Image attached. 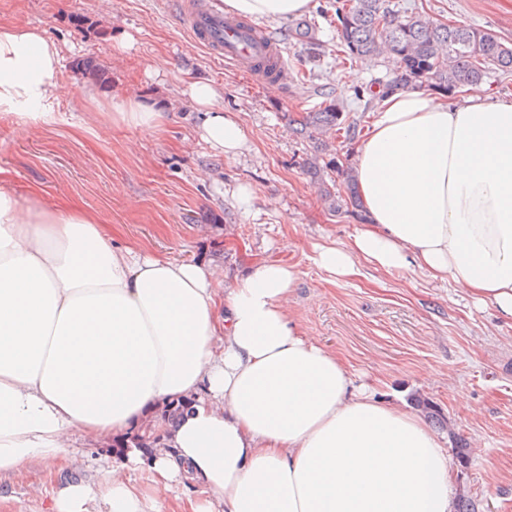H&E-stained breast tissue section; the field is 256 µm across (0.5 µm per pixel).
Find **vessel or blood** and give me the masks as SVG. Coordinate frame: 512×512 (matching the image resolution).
I'll list each match as a JSON object with an SVG mask.
<instances>
[{
  "label": "vessel or blood",
  "mask_w": 512,
  "mask_h": 512,
  "mask_svg": "<svg viewBox=\"0 0 512 512\" xmlns=\"http://www.w3.org/2000/svg\"><path fill=\"white\" fill-rule=\"evenodd\" d=\"M182 21L196 44L238 71L256 74L270 52L256 37V24L213 8L209 0H185Z\"/></svg>",
  "instance_id": "1"
}]
</instances>
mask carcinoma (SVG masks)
<instances>
[{"label": "carcinoma", "mask_w": 512, "mask_h": 512, "mask_svg": "<svg viewBox=\"0 0 512 512\" xmlns=\"http://www.w3.org/2000/svg\"><path fill=\"white\" fill-rule=\"evenodd\" d=\"M337 34L344 57L366 59L390 54L398 61L397 69L383 87L387 92L396 88H429L442 96L453 95L463 88H476L484 77L497 70L512 72V45L501 41L494 33L471 25L438 23L418 12L403 8L393 0H343L336 7ZM294 38L305 49L317 45L313 28L296 25ZM297 131L316 142L332 131H345L355 136V123L348 121L342 102L324 103L313 112L298 118H288ZM336 171L341 185H328L322 180V195L344 198L357 217L366 220L351 170L326 164ZM192 401L180 399L165 403L155 412L156 424L146 427L120 444L122 448H158L162 445L157 424L174 425L191 409Z\"/></svg>", "instance_id": "1"}]
</instances>
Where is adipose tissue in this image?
Wrapping results in <instances>:
<instances>
[{
  "label": "adipose tissue",
  "mask_w": 512,
  "mask_h": 512,
  "mask_svg": "<svg viewBox=\"0 0 512 512\" xmlns=\"http://www.w3.org/2000/svg\"><path fill=\"white\" fill-rule=\"evenodd\" d=\"M312 0H224L227 12L287 19ZM64 56L41 28L0 24V120L55 123ZM188 95L200 137L227 156L247 144L210 82ZM119 121L149 132L162 108L132 93ZM368 215L347 244L318 245L331 277L410 266L512 321V100L446 101L395 89L356 149ZM295 265L265 262L225 283L211 266L113 246L95 216L20 205L0 182V475L57 463L70 448L194 408L158 449L147 486L139 449L103 469L106 491L68 482L51 512H158L199 482L211 501L177 512H454L445 448L414 414L354 386L341 360L288 313Z\"/></svg>",
  "instance_id": "1"
}]
</instances>
